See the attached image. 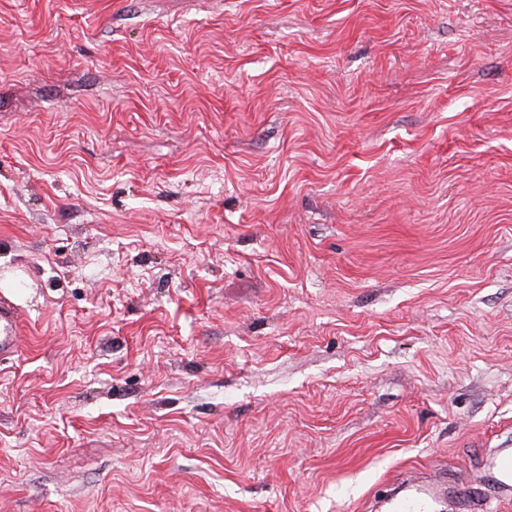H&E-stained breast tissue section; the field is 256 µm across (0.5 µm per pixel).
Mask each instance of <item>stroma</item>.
I'll list each match as a JSON object with an SVG mask.
<instances>
[{"mask_svg":"<svg viewBox=\"0 0 512 512\" xmlns=\"http://www.w3.org/2000/svg\"><path fill=\"white\" fill-rule=\"evenodd\" d=\"M0 512H364L512 448V0H0ZM18 324L14 308L7 302H0V357H12L15 353V342Z\"/></svg>","mask_w":512,"mask_h":512,"instance_id":"1","label":"stroma"}]
</instances>
